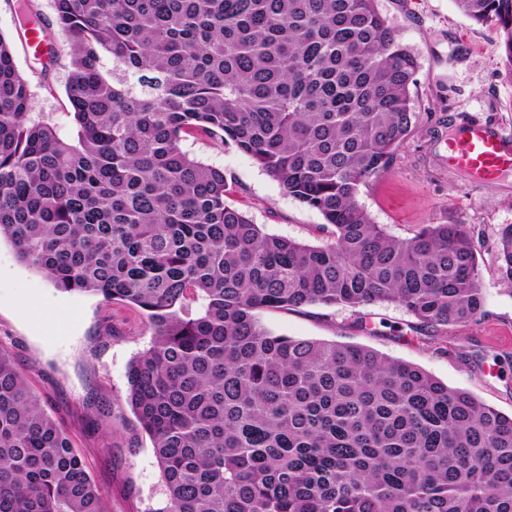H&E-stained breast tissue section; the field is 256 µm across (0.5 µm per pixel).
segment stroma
Listing matches in <instances>:
<instances>
[{"label":"stroma","instance_id":"stroma-1","mask_svg":"<svg viewBox=\"0 0 512 512\" xmlns=\"http://www.w3.org/2000/svg\"><path fill=\"white\" fill-rule=\"evenodd\" d=\"M18 2L0 0V34L31 83L33 111L53 115L60 136L69 137L67 38L53 31L57 54L49 75H42L19 26ZM378 8L417 60L415 117L390 168L361 185L358 200L399 238L422 224L474 227L484 241V312L477 321L449 327L440 344L414 332L413 317L394 304L262 310L258 319L279 335L360 344L410 362L511 415L512 291L499 278L493 242L499 225L512 224V177L476 187L443 163L448 137L470 122L512 129V77L501 37L494 27L468 20L453 0H378ZM184 148L223 168L229 203L265 232L329 241L321 213L285 193L233 144L191 138ZM150 342L139 309L60 291L21 264L10 245H0V347L14 356L43 409L69 436L106 512H156L164 504L151 442L126 399L128 366Z\"/></svg>","mask_w":512,"mask_h":512}]
</instances>
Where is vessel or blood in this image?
Here are the masks:
<instances>
[{
	"label": "vessel or blood",
	"mask_w": 512,
	"mask_h": 512,
	"mask_svg": "<svg viewBox=\"0 0 512 512\" xmlns=\"http://www.w3.org/2000/svg\"><path fill=\"white\" fill-rule=\"evenodd\" d=\"M445 164L469 173L472 184L486 186L512 171V133L473 122L448 143Z\"/></svg>",
	"instance_id": "b4317fda"
}]
</instances>
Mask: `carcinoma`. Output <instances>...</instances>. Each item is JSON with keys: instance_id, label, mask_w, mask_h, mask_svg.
I'll use <instances>...</instances> for the list:
<instances>
[{"instance_id": "obj_1", "label": "carcinoma", "mask_w": 512, "mask_h": 512, "mask_svg": "<svg viewBox=\"0 0 512 512\" xmlns=\"http://www.w3.org/2000/svg\"><path fill=\"white\" fill-rule=\"evenodd\" d=\"M454 3L498 28L512 71V0ZM51 7L74 134L32 112L0 34V239L55 287L146 315L127 401L164 481L155 512H512V415L412 363L257 317L386 303L435 331L484 306L474 228L398 238L358 202L414 118L417 61L377 0ZM190 137L232 142L334 240L265 232L226 202L224 170L183 148ZM494 249L512 287V224ZM0 512H104L2 347Z\"/></svg>"}]
</instances>
